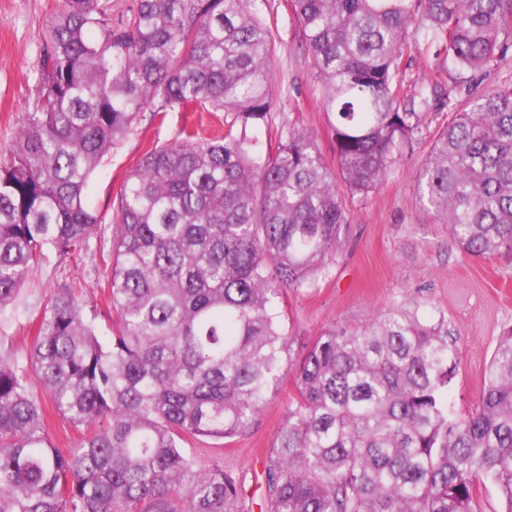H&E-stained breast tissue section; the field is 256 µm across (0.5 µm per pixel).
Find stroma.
<instances>
[{
    "mask_svg": "<svg viewBox=\"0 0 512 512\" xmlns=\"http://www.w3.org/2000/svg\"><path fill=\"white\" fill-rule=\"evenodd\" d=\"M61 0H0V145L8 143L25 122L40 83V52L53 12ZM256 9L272 29L274 43L269 67L274 75V106L258 130L262 147L277 145L289 132L315 137L328 166H335L334 139L322 109V87L310 59L300 46L297 24L287 0H256ZM405 84L425 78L439 83L444 102H432L422 115L419 131L403 143L387 177L368 197L351 195L344 180L336 187L345 204L347 224L343 245L328 277L300 292H285L280 309L294 336L293 353L324 332L353 328L371 315L414 300L430 312L444 314L457 341L458 369L449 388L457 413L476 409L486 369L498 337L512 327V255L491 259L461 253L419 202L415 177L425 163L436 132L471 96L500 86L512 77V52L477 74L470 91L458 90L449 79L445 54L425 30L414 31L403 61ZM182 123L169 113L157 124L150 113L139 115L129 134L112 147L94 172L87 194L97 212L111 210L127 174L148 150L170 142ZM110 256L88 253L75 258L47 251L29 275L15 304L0 313V340L17 354L30 349L40 314L51 291L73 288L88 320L101 339L112 334V313L103 295ZM295 393L293 376H286L267 408L247 433L217 448L202 439L190 454L202 466L219 464L236 474L245 488V512H265L258 488L267 452Z\"/></svg>",
    "mask_w": 512,
    "mask_h": 512,
    "instance_id": "35a3bbf8",
    "label": "stroma"
}]
</instances>
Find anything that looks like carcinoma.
<instances>
[{
  "instance_id": "cac0c4a2",
  "label": "carcinoma",
  "mask_w": 512,
  "mask_h": 512,
  "mask_svg": "<svg viewBox=\"0 0 512 512\" xmlns=\"http://www.w3.org/2000/svg\"><path fill=\"white\" fill-rule=\"evenodd\" d=\"M323 87L336 165L353 195L387 175L436 84L403 92L415 22L442 43L459 86L512 49V0H289ZM269 25L255 0H62L41 84L0 160V312L45 250L78 256L105 216L90 179L138 115L224 112V133L187 120L146 152L112 208L115 315L102 342L70 288L50 294L27 363L0 352V512H244L242 488L186 453L245 434L276 392L292 339L282 291L330 273L347 215L315 139L265 151L248 131L274 101ZM419 199L466 254L512 255V83L440 129ZM457 337L408 301L334 328L296 365L295 394L264 470L266 512H478L491 484L512 512V327L480 405L448 403ZM78 431L54 445L36 400Z\"/></svg>"
}]
</instances>
